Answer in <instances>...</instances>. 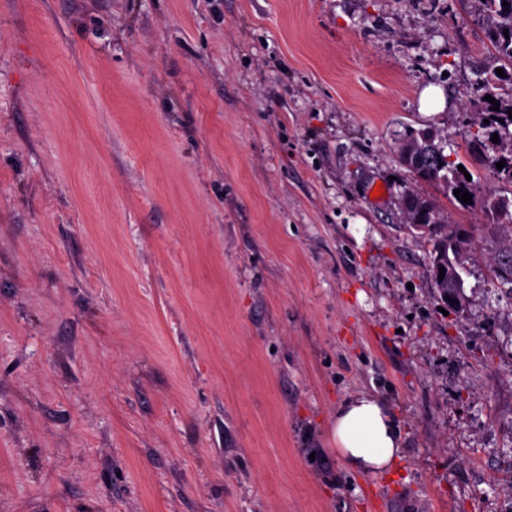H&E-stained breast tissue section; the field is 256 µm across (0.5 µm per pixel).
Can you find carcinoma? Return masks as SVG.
Masks as SVG:
<instances>
[{
  "label": "carcinoma",
  "mask_w": 512,
  "mask_h": 512,
  "mask_svg": "<svg viewBox=\"0 0 512 512\" xmlns=\"http://www.w3.org/2000/svg\"><path fill=\"white\" fill-rule=\"evenodd\" d=\"M508 5H503V2ZM480 5L494 20L490 34L488 50L495 53L502 61L504 74L512 76V0H478ZM502 77L496 71H484L479 74L477 85L481 90L480 109L485 120L471 126L466 142L467 148L479 161L496 170V174L504 175L512 182V150L509 158L499 155L493 147L492 135H498L499 142L512 147V99L504 100L498 96L496 89ZM490 95L499 101V110H493V104L484 99ZM403 139L418 145L421 161L400 158L401 164L408 170L411 182L403 196L406 203L404 212L408 226L432 242L431 263L442 265L453 263L462 268L470 259L476 246L472 227L464 224H444L440 207L433 199L421 191L424 184H438L451 202H458L454 190L472 194V203H460L464 210L477 208L485 224L501 225L506 243L499 246L493 256L490 270L501 284L512 285V199L489 189L479 191L474 181L466 179L458 170V164L448 159L442 145L443 137L436 128L423 130L407 129ZM505 161L504 167L496 169V163Z\"/></svg>",
  "instance_id": "cac0c4a2"
}]
</instances>
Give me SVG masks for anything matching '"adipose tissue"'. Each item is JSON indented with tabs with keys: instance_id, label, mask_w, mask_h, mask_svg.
Returning a JSON list of instances; mask_svg holds the SVG:
<instances>
[{
	"instance_id": "obj_1",
	"label": "adipose tissue",
	"mask_w": 512,
	"mask_h": 512,
	"mask_svg": "<svg viewBox=\"0 0 512 512\" xmlns=\"http://www.w3.org/2000/svg\"><path fill=\"white\" fill-rule=\"evenodd\" d=\"M333 449L351 472L372 476L388 470L404 455V436L385 402L359 393L336 409L330 428Z\"/></svg>"
}]
</instances>
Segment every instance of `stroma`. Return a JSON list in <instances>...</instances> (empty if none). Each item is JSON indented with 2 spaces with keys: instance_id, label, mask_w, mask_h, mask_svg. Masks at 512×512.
I'll return each instance as SVG.
<instances>
[{
  "instance_id": "35a3bbf8",
  "label": "stroma",
  "mask_w": 512,
  "mask_h": 512,
  "mask_svg": "<svg viewBox=\"0 0 512 512\" xmlns=\"http://www.w3.org/2000/svg\"><path fill=\"white\" fill-rule=\"evenodd\" d=\"M488 26L473 0H0V512H512L498 237L425 186L479 242L442 313L397 151L436 127L512 193L462 147ZM363 391L405 440L377 477L329 450Z\"/></svg>"
}]
</instances>
